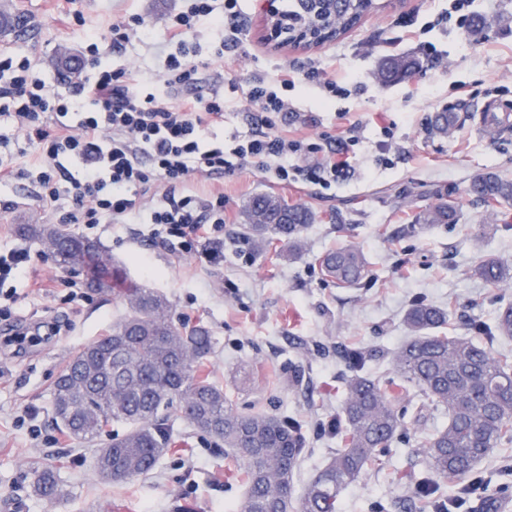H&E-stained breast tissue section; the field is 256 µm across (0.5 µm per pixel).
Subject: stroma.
I'll use <instances>...</instances> for the list:
<instances>
[{
  "label": "stroma",
  "instance_id": "1",
  "mask_svg": "<svg viewBox=\"0 0 512 512\" xmlns=\"http://www.w3.org/2000/svg\"><path fill=\"white\" fill-rule=\"evenodd\" d=\"M290 2L262 0L261 8L246 9L242 44L214 64L224 75L226 109L223 127L208 136L228 143L248 135L245 83L272 72L275 64L299 68L314 59L346 87L358 82L364 88L363 94L333 101L307 87L289 94L303 119L300 134L340 136L338 112L345 108L362 120L352 173L328 189L276 185L250 165L226 173L220 183L227 222L215 261L174 254L132 224H102L86 236L123 267L129 281L165 295L175 324L209 328L215 338L209 369L241 411L260 408L303 420L310 455L297 477L302 485L336 448L319 425L335 417L341 403L346 370L338 344L394 350L407 337L402 317L416 296L451 306L449 332L455 336L467 335L469 322L491 321L501 304L512 303V281L493 287L470 275L489 255L512 264V202L492 209L466 194L470 182L488 172L512 181V124L493 138L475 128L476 111L488 100L512 114V0H474L472 10L482 25L466 35L451 25H431L450 0H375V9L353 28L310 49L280 48L267 36V11L284 12ZM180 5V0H75L86 24L66 28L57 21V0H0V13L36 24L25 37L0 32V50L28 55L53 84L62 60L84 47V28L103 34L113 21L136 13L153 29V38L108 55L107 61L152 74L161 62L165 22ZM427 42L441 52L445 68L426 66L400 82L379 81L383 60L424 58ZM458 79L467 85L466 98L455 89ZM448 106L459 122L441 136L432 131L431 118ZM389 123L392 162L380 165L375 161L379 129ZM439 191L458 200L455 223H416L418 207L434 202ZM259 193L316 214L303 233V258L277 260L242 238L243 207ZM52 221L26 182L0 186V239L25 243L44 283L11 317L0 316V512H226L245 492L243 467L182 419L173 421L177 453L153 473L117 483L94 470L90 447L55 427L53 391L68 360L105 334L125 309L91 289L81 301L65 300L61 279L81 282L84 273L60 267L39 239H22L17 231L21 224ZM337 246L358 248L370 261L372 277L364 287L346 290L323 280L313 259ZM40 324L55 325L57 335L19 349L6 343L14 331ZM294 372L301 382L291 386L287 377ZM447 421V413L425 411L411 425L410 440L393 446L382 469L366 472L341 493V512H372L376 503L407 500L412 478L425 469V435ZM46 467L62 492L53 501L31 489L35 471ZM477 471L488 478L490 497L512 502V493L499 491L501 485L512 486V446L496 449Z\"/></svg>",
  "mask_w": 512,
  "mask_h": 512
}]
</instances>
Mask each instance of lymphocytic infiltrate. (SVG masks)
<instances>
[{
	"instance_id": "f902f5d3",
	"label": "lymphocytic infiltrate",
	"mask_w": 512,
	"mask_h": 512,
	"mask_svg": "<svg viewBox=\"0 0 512 512\" xmlns=\"http://www.w3.org/2000/svg\"><path fill=\"white\" fill-rule=\"evenodd\" d=\"M241 0H182L165 25L168 52L155 76L103 64L101 45L114 52L151 39L137 14L110 24L104 40H91L80 59L79 81L47 84L31 59L0 52V184L25 181L57 223L149 224L150 239L179 255L206 252L224 232V192L188 194L190 176L205 179L251 164L281 185L330 187L354 158L360 122L346 126V142L292 134L299 115L288 97L296 85L326 97L347 95L323 68L280 65L269 77L248 81L249 135L234 148L208 143L203 132L224 125V94H197L202 76L243 41Z\"/></svg>"
}]
</instances>
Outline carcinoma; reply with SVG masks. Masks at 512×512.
Returning <instances> with one entry per match:
<instances>
[{"instance_id":"1","label":"carcinoma","mask_w":512,"mask_h":512,"mask_svg":"<svg viewBox=\"0 0 512 512\" xmlns=\"http://www.w3.org/2000/svg\"><path fill=\"white\" fill-rule=\"evenodd\" d=\"M372 5L373 0H320L304 12L306 4L292 0L288 14L298 36L329 31L333 39ZM414 70L415 62L391 58L381 63L378 77L392 83ZM456 122L455 112H437L432 118L433 128L443 135ZM466 194L487 206L509 202L512 181L490 173L472 181ZM456 208L455 201L439 194L415 219L425 226L451 224ZM244 219L257 250L294 260L302 257L301 234L316 216L305 206L260 193L245 205ZM17 230L50 246L63 267L93 266L88 287L120 300L127 309L107 334L76 353L53 393L54 421L78 443L95 444L114 422L127 425L125 433L112 435L92 453L94 468L105 479L148 475L176 452L173 411L244 465L246 491L233 512H337L342 491L384 464L393 443L407 433L408 414L421 415L427 404L447 411L448 424L423 442L429 473L411 490L414 512H443L432 476L463 480L494 449L512 445V355L490 347L497 338H512V305L499 308L489 324L471 323L468 336H447L443 330L450 311L416 299L402 318L409 336L393 357V375L371 373L372 354L366 347L343 348L348 375L340 411L322 427L336 439V450L298 493L295 477L308 445L303 424L294 416L262 409L240 411L205 369L215 345L205 326L175 325L167 297L127 281L98 243L54 225L20 224ZM314 264L338 288H358L370 274L369 261L354 247L327 251ZM471 274L499 285L512 280V266L487 256ZM413 389L418 395L411 394ZM34 488L48 499L61 493L51 469L35 473Z\"/></svg>"}]
</instances>
